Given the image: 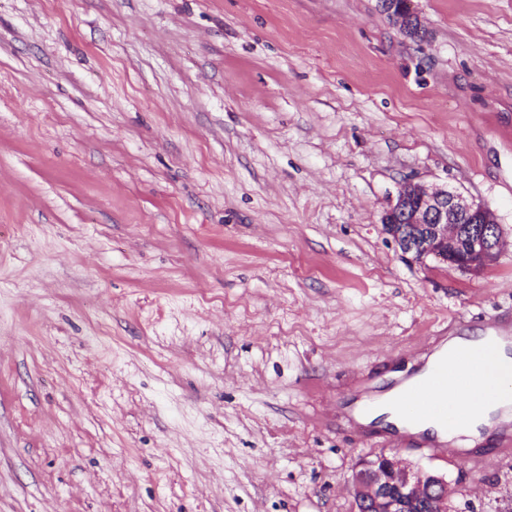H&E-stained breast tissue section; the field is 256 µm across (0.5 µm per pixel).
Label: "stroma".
<instances>
[{"label":"stroma","mask_w":512,"mask_h":512,"mask_svg":"<svg viewBox=\"0 0 512 512\" xmlns=\"http://www.w3.org/2000/svg\"><path fill=\"white\" fill-rule=\"evenodd\" d=\"M0 0V512H353L336 402L512 314V0ZM488 207L481 273L404 260L402 180Z\"/></svg>","instance_id":"obj_1"}]
</instances>
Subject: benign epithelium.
<instances>
[{"mask_svg":"<svg viewBox=\"0 0 512 512\" xmlns=\"http://www.w3.org/2000/svg\"><path fill=\"white\" fill-rule=\"evenodd\" d=\"M402 30L420 25L412 0H400ZM385 233L407 260L429 261L478 273L503 248L493 213L462 193L428 188L411 179L400 185L382 217ZM448 481L380 455L353 478L354 512H448Z\"/></svg>","mask_w":512,"mask_h":512,"instance_id":"1","label":"benign epithelium"}]
</instances>
